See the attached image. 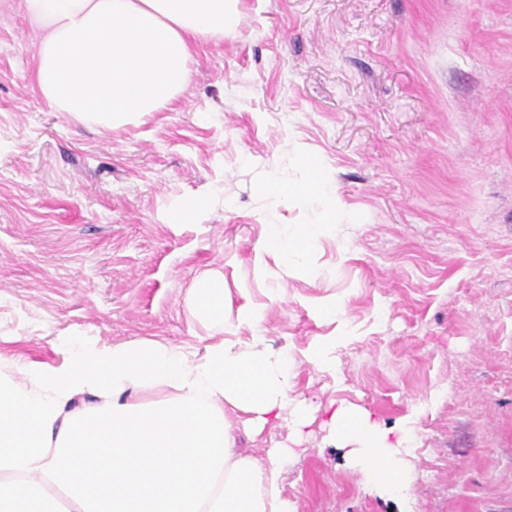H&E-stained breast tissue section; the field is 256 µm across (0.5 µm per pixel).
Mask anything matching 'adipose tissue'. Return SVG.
Listing matches in <instances>:
<instances>
[{
  "label": "adipose tissue",
  "mask_w": 512,
  "mask_h": 512,
  "mask_svg": "<svg viewBox=\"0 0 512 512\" xmlns=\"http://www.w3.org/2000/svg\"><path fill=\"white\" fill-rule=\"evenodd\" d=\"M240 0H20L39 34L35 81L57 111L117 129L170 105L203 44L234 33ZM316 224L268 225L264 248L284 269L307 265ZM224 280L203 275L190 311L226 325ZM252 339L203 351L144 339L74 340L59 364L13 360L0 374V512H295L282 495L294 449L259 465L237 452L231 417L261 431L296 389L288 352L263 346L261 312L241 307ZM334 439L366 481L402 496L409 471L397 439L368 413L338 407Z\"/></svg>",
  "instance_id": "obj_1"
}]
</instances>
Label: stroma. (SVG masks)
<instances>
[{"instance_id": "35a3bbf8", "label": "stroma", "mask_w": 512, "mask_h": 512, "mask_svg": "<svg viewBox=\"0 0 512 512\" xmlns=\"http://www.w3.org/2000/svg\"><path fill=\"white\" fill-rule=\"evenodd\" d=\"M17 2L0 0V354L203 349L214 329L186 302L216 270L228 320L262 309L317 408L286 474L297 512H512V0H241L179 99L112 130L42 98ZM311 174L335 218L261 188ZM325 223L308 269L261 249L267 225ZM327 344L332 370L311 361ZM342 405L414 426L408 494L330 438ZM232 434L263 464L290 430Z\"/></svg>"}]
</instances>
